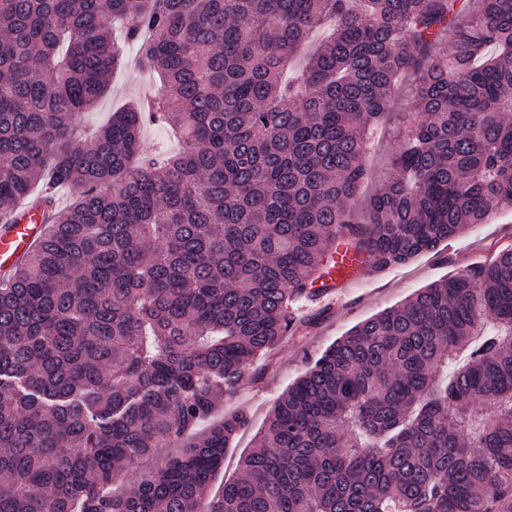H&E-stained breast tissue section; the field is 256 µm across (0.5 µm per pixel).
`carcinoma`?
Returning <instances> with one entry per match:
<instances>
[{"instance_id":"obj_1","label":"carcinoma","mask_w":512,"mask_h":512,"mask_svg":"<svg viewBox=\"0 0 512 512\" xmlns=\"http://www.w3.org/2000/svg\"><path fill=\"white\" fill-rule=\"evenodd\" d=\"M162 78L87 135L121 48ZM413 77L392 180L370 127ZM148 121L182 149L144 153ZM78 196L0 277V512H512V249L216 420L336 233L373 272L512 204V0H0V215ZM179 452L129 490L141 457Z\"/></svg>"}]
</instances>
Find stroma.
<instances>
[{"mask_svg":"<svg viewBox=\"0 0 512 512\" xmlns=\"http://www.w3.org/2000/svg\"><path fill=\"white\" fill-rule=\"evenodd\" d=\"M140 42L127 44L122 64L112 73L107 94L89 112L84 124L97 129L109 122L113 112L153 92L157 78L140 67ZM410 100L409 85H402L392 117L370 137L367 163L371 172L370 188L389 181V160L398 146V131L404 122ZM512 247V207L495 211L489 222L473 227L464 236L441 245L437 251L417 256L409 264L380 273L361 272L359 280L326 304H297L292 314L298 318L317 317L318 324L289 336L271 356L269 363H257L235 398L224 401L223 412H243L250 418L235 448L224 457L213 490L239 475L240 456L251 448L280 394L305 372L309 362L347 331L372 315L395 307L426 285L451 277L466 266L485 260L493 253Z\"/></svg>","mask_w":512,"mask_h":512,"instance_id":"35a3bbf8","label":"stroma"}]
</instances>
